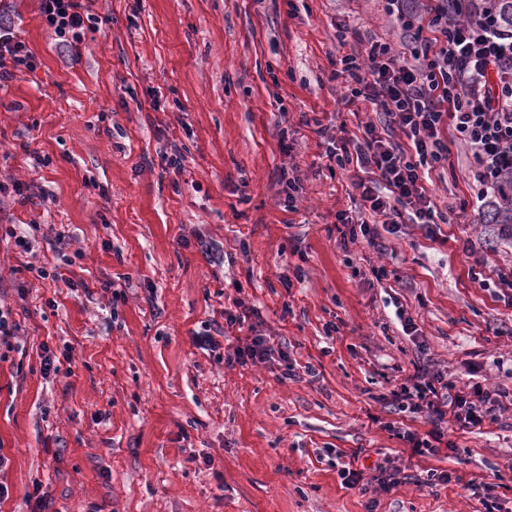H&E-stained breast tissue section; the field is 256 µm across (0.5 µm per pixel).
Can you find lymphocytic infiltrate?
Returning <instances> with one entry per match:
<instances>
[{
	"instance_id": "f902f5d3",
	"label": "lymphocytic infiltrate",
	"mask_w": 512,
	"mask_h": 512,
	"mask_svg": "<svg viewBox=\"0 0 512 512\" xmlns=\"http://www.w3.org/2000/svg\"><path fill=\"white\" fill-rule=\"evenodd\" d=\"M90 4L38 0V12L46 27L72 47L86 26L97 21ZM383 9L400 27L402 46L375 41L365 52L341 56V71L348 78L345 101L379 107L408 144L383 137L369 122L362 136L343 141L336 164L375 171V178L358 179L354 187L364 208L385 224H395L406 211L413 223L431 225L436 210L421 182L427 171L448 159L443 126H450L471 153V176L481 194H488L512 168V44L500 43L492 23L465 14L459 0H431L423 10L410 0H383ZM405 49L410 52L406 58L401 55ZM36 67L32 50L0 16V88ZM389 404L430 424L423 434L397 433L412 455L423 457L436 452L450 429L480 426L499 400L495 391L476 385L462 392L454 382L421 369L392 390Z\"/></svg>"
}]
</instances>
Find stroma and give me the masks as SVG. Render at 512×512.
Instances as JSON below:
<instances>
[{"mask_svg": "<svg viewBox=\"0 0 512 512\" xmlns=\"http://www.w3.org/2000/svg\"><path fill=\"white\" fill-rule=\"evenodd\" d=\"M0 3L38 61L0 88V226L28 241L0 236V304L21 326L0 362V512H31L37 482L46 512H367L336 467L356 450L366 476L381 452L409 476L376 512H478L470 480L512 512V239L482 223L471 157L449 140L423 180L433 228L407 220L373 246L336 229L359 199L331 157L341 139L371 121L406 142L379 107L346 105L336 74L371 41L400 44L381 0H97L75 49L37 0ZM238 302L314 375L227 367L219 333L196 348ZM46 346L70 349L68 370L43 374ZM421 365L502 408L414 457L389 426H429L387 399ZM441 470L461 484L429 483Z\"/></svg>", "mask_w": 512, "mask_h": 512, "instance_id": "obj_1", "label": "stroma"}]
</instances>
